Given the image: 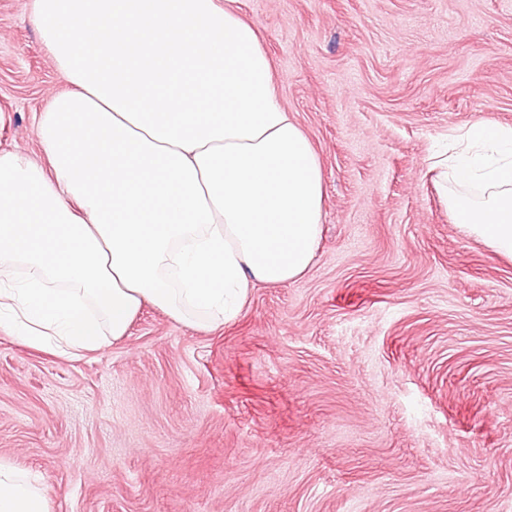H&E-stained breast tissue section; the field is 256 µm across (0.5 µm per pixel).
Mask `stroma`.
Returning <instances> with one entry per match:
<instances>
[{
    "instance_id": "stroma-1",
    "label": "stroma",
    "mask_w": 512,
    "mask_h": 512,
    "mask_svg": "<svg viewBox=\"0 0 512 512\" xmlns=\"http://www.w3.org/2000/svg\"><path fill=\"white\" fill-rule=\"evenodd\" d=\"M324 177L304 275L201 332L147 304L80 358L0 333V461L48 512H512V261L429 153L512 126V0H237ZM68 84L0 0V150Z\"/></svg>"
}]
</instances>
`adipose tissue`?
Here are the masks:
<instances>
[{
	"mask_svg": "<svg viewBox=\"0 0 512 512\" xmlns=\"http://www.w3.org/2000/svg\"><path fill=\"white\" fill-rule=\"evenodd\" d=\"M235 3L31 0L70 88L37 119L43 161L0 150V331L78 355L122 340L151 304L209 332L256 285L307 271L319 157ZM453 142L429 159L444 204L512 259V126ZM46 502L44 485L0 462V512Z\"/></svg>",
	"mask_w": 512,
	"mask_h": 512,
	"instance_id": "ef3b65f1",
	"label": "adipose tissue"
}]
</instances>
